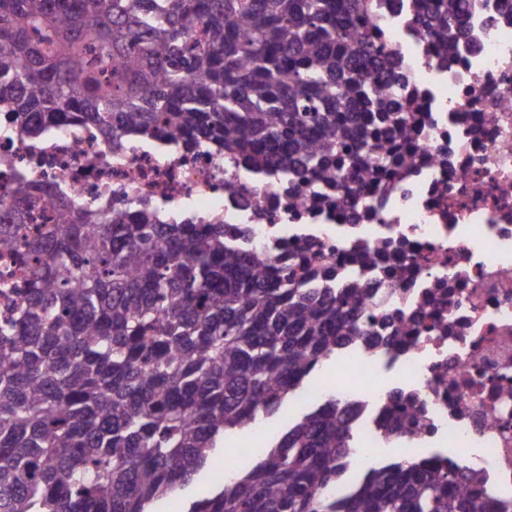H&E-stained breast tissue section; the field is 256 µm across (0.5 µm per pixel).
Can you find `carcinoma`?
<instances>
[{
	"label": "carcinoma",
	"mask_w": 512,
	"mask_h": 512,
	"mask_svg": "<svg viewBox=\"0 0 512 512\" xmlns=\"http://www.w3.org/2000/svg\"><path fill=\"white\" fill-rule=\"evenodd\" d=\"M448 42L459 0H418ZM372 0H0V113L35 138L66 121L131 130L343 198L350 172L396 168L370 141L406 126L402 81L362 70ZM0 198V512H153L234 430L295 399L371 328L357 288L224 246V224ZM359 404L329 394L263 440L187 512H502L435 459L372 464L342 497Z\"/></svg>",
	"instance_id": "1"
}]
</instances>
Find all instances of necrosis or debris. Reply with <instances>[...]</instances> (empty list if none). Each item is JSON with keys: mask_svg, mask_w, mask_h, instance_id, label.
Returning <instances> with one entry per match:
<instances>
[{"mask_svg": "<svg viewBox=\"0 0 512 512\" xmlns=\"http://www.w3.org/2000/svg\"><path fill=\"white\" fill-rule=\"evenodd\" d=\"M358 42L384 47L411 98L401 134L382 142L400 165L348 178L347 202L310 184L227 165L215 147L114 142L66 122L36 140L0 117V195L16 175L74 203L132 212L141 204L183 221L221 218L224 238L298 276L329 270L360 288L372 333L339 347L347 381L307 386L304 408L333 392L361 400L342 494L367 449L437 457L465 490L512 504V0H473L440 46L414 0H374ZM414 427L383 435L380 419Z\"/></svg>", "mask_w": 512, "mask_h": 512, "instance_id": "obj_1", "label": "necrosis or debris"}]
</instances>
